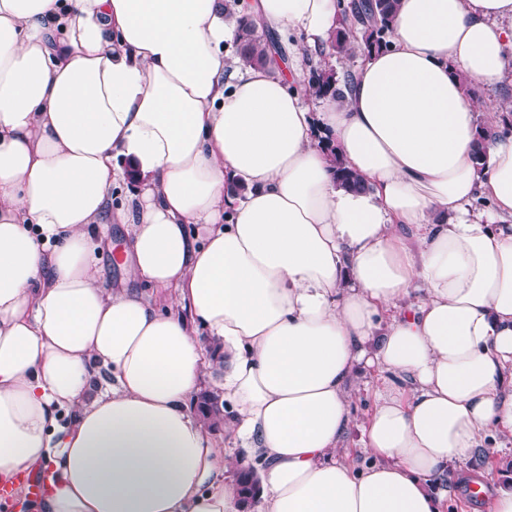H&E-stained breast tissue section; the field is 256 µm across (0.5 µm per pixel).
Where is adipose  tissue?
Here are the masks:
<instances>
[{
  "instance_id": "1",
  "label": "adipose tissue",
  "mask_w": 512,
  "mask_h": 512,
  "mask_svg": "<svg viewBox=\"0 0 512 512\" xmlns=\"http://www.w3.org/2000/svg\"><path fill=\"white\" fill-rule=\"evenodd\" d=\"M232 2L0 0V480L46 476L30 512H439L512 436V113L466 92L512 83V0H396L341 99L304 64L339 0H245L294 44L234 75ZM103 224L152 295L102 287ZM222 377L223 370L221 368L218 366H213L210 368L207 372L206 380L202 386V389L192 398L190 402L191 410H193L194 413H196L202 419V421L207 425V429L215 432V436L218 440H223L224 438V431L222 429L223 422L221 420L224 418V400L219 393L217 394L220 395V399L223 400L222 402H220L218 395L205 392H215L213 388L221 383ZM203 393L205 394L201 397ZM200 397L202 398L200 407L203 416L213 421V423L221 420L220 422L217 424H212L211 422L204 419L199 410V403L201 400ZM369 381L368 385L365 382ZM374 379L369 371H361L354 380L351 392V419L348 430L344 437L343 447L349 448L352 456H355L358 462H362L366 457L361 451L363 428L373 406L372 390Z\"/></svg>"
}]
</instances>
